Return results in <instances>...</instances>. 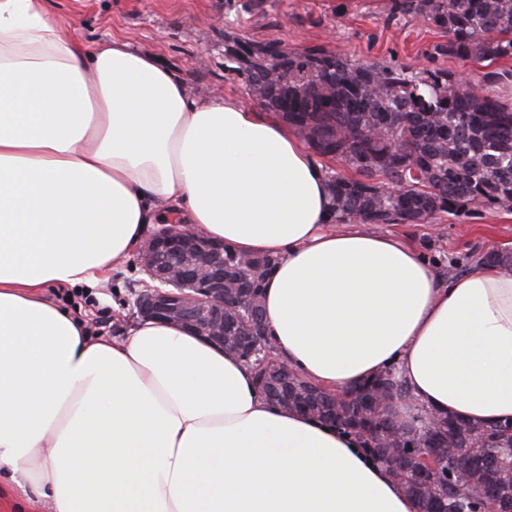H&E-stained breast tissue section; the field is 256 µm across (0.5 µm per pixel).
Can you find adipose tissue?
<instances>
[{"instance_id": "1", "label": "adipose tissue", "mask_w": 512, "mask_h": 512, "mask_svg": "<svg viewBox=\"0 0 512 512\" xmlns=\"http://www.w3.org/2000/svg\"><path fill=\"white\" fill-rule=\"evenodd\" d=\"M323 165L237 99L197 100L122 37L0 0V496L52 512H417L356 437L270 405L250 368L152 320L93 334L55 287L106 285L152 225L279 257L278 356L327 389L393 364L425 412L512 420V267L442 280L330 223Z\"/></svg>"}]
</instances>
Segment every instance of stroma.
Listing matches in <instances>:
<instances>
[{
  "label": "stroma",
  "instance_id": "stroma-1",
  "mask_svg": "<svg viewBox=\"0 0 512 512\" xmlns=\"http://www.w3.org/2000/svg\"><path fill=\"white\" fill-rule=\"evenodd\" d=\"M396 0H48V8L69 20L84 42L120 36L166 63L190 95L234 96L255 107L242 76L224 64V36L278 41L292 50L320 47L364 62L413 71L438 66L481 83L484 65L450 57L429 60L447 34L418 17L394 10ZM379 232L408 238L441 275L466 272L476 257L512 251V212L469 203L420 224L379 225ZM146 277L138 257L112 272L104 294L57 288L68 308L90 315L95 332L121 340L136 319L135 293Z\"/></svg>",
  "mask_w": 512,
  "mask_h": 512
}]
</instances>
